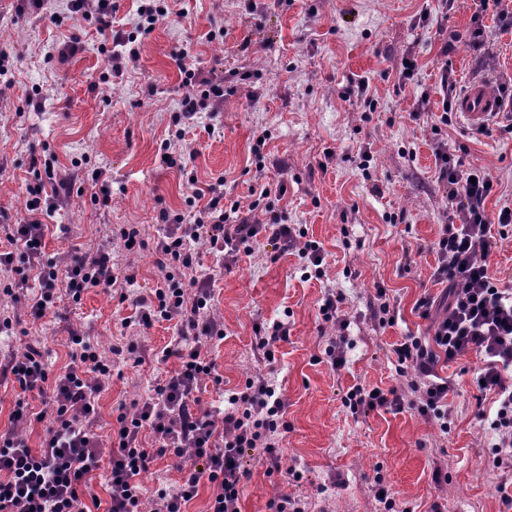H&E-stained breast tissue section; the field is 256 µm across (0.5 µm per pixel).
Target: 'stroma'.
Instances as JSON below:
<instances>
[{"mask_svg":"<svg viewBox=\"0 0 512 512\" xmlns=\"http://www.w3.org/2000/svg\"><path fill=\"white\" fill-rule=\"evenodd\" d=\"M171 14L138 35V56L119 80H100L106 56L94 23L59 11L48 17L20 11V0H0V47L10 54L0 76V211L9 222L28 213L30 158L55 155L73 195L57 211L46 237L47 252L62 259L76 247H107L119 269L137 281L126 300L94 289L80 303L61 300L38 321L24 302L0 294V317L13 321L0 337V355L22 353L41 342L48 361L60 369L69 361V333L88 334L102 349L122 335L144 336L156 349L175 339L168 322L149 330L122 328L135 301L161 284L154 243L162 229L159 209L187 212L195 186L223 183L228 197L247 198L257 182L285 180L287 192L273 200L284 223L301 224L308 239L324 249V279H305L297 256H275L266 243L225 267L205 243H198V275L215 279L212 312L224 322L225 337L211 350L222 389L262 374L288 402L287 432L278 436L283 468L298 470L287 480L251 462L241 512H270L277 495L302 499L306 512H385L375 496L378 484L394 493L397 512H501L492 469L491 433L476 416V390L467 371L478 357L448 369L459 387L449 395L454 423L441 433L413 410L375 411L353 416L342 398L356 384L383 389L400 381L393 344L408 335L425 336L427 321L414 305L430 287L435 262L427 250L447 204L448 187L435 174L432 143L443 111L440 76L451 70L460 83L485 82L497 90L512 75V31L502 30L493 10L479 0H168ZM483 11L482 49L469 43L471 17ZM222 26L224 34L208 33ZM459 33L449 54L441 49ZM202 74L224 73V102L212 115L189 124L186 143L197 156L187 173L167 167L162 149L172 137L171 117L184 92L174 58ZM414 57L413 77L400 81L405 57ZM364 79L377 99L347 96L350 80ZM429 91L428 113L414 116V98ZM267 131L265 151L272 166L257 170L253 137ZM449 144L466 147L465 162L499 181L488 208L512 205V138L476 136L461 115L444 128ZM370 158V179L355 162ZM288 165L280 174L275 161ZM196 183H189L188 175ZM112 185L108 206L94 204L100 182ZM137 225L144 247L130 252L114 236ZM384 285L398 316L379 326L370 304L375 285ZM341 291L352 343L345 368L332 370L321 357L327 343L317 318L325 289ZM288 318L290 336L274 362L256 350L257 324ZM172 363L149 360L123 367L99 398L101 435H109L119 404L152 394ZM222 389L206 387L203 408L222 407ZM444 468L448 479L435 483Z\"/></svg>","mask_w":512,"mask_h":512,"instance_id":"1","label":"stroma"}]
</instances>
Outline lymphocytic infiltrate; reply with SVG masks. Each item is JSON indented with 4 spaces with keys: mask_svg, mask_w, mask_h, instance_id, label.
Wrapping results in <instances>:
<instances>
[{
    "mask_svg": "<svg viewBox=\"0 0 512 512\" xmlns=\"http://www.w3.org/2000/svg\"><path fill=\"white\" fill-rule=\"evenodd\" d=\"M169 15L166 0H144L133 21V31L116 35L117 49L108 58L109 77L122 76L137 57L135 34L153 29ZM176 65L186 92L172 118L175 137L184 140V124L224 101V76L210 72L198 77L185 56ZM440 181L448 185L444 222L429 250L435 256L430 280L442 286L441 297L424 295L414 309L430 323L427 338L406 336L394 344L396 371L404 384L378 391L355 385L342 399L358 416L374 410L400 413L416 410L425 420L447 431L453 419L448 396L457 392L455 378L442 375L444 365L480 356L470 384L480 395H493L494 410L485 416L495 441L493 462L512 470V290L493 278L489 268L503 240L512 238V212L490 213L487 202L497 182L484 169L466 167L454 146L438 141L433 149ZM36 175L26 191L32 206L24 223L0 225L9 248L0 251V265L16 266L14 285L5 294L35 287L26 315L38 320L60 296L80 302L95 288H127L135 273L120 271L107 248L74 251L56 260L45 252L47 220L73 193L71 181L58 175L53 156H32ZM51 196H44V189ZM285 183L261 186L256 199L225 201L220 186L197 189L198 205L191 219L160 209L156 219L165 232L155 245L156 265L163 285L150 297L139 299L135 325L173 323L174 344L153 351L145 340L130 339L102 353L97 343L80 333L70 336V362L52 371L40 347L27 345L19 354L0 357V385L15 384L29 400H16L8 423L0 428V512H187L201 486H209V512H240L249 457H257L268 471L281 469L277 437L287 430L286 401L264 376L248 379L226 390L221 414L202 409L197 396L205 381L222 378L207 349L208 342L224 337V324L210 315L211 277L192 275L194 245L206 242L233 261L251 253L258 238H266L279 255L298 256L307 278L322 279L324 254L308 239L299 224H285L265 201L285 196ZM344 296L326 289L318 303V316L331 334L324 350L332 369L344 367L350 340L343 316ZM176 361V369L159 379L146 399L132 401L131 412L120 413L109 442L98 435L97 400L116 368L148 358ZM45 423L39 447L28 443L32 422ZM169 456L181 479L176 487L147 491L140 476L159 458ZM106 470V496L94 491L98 470Z\"/></svg>",
    "mask_w": 512,
    "mask_h": 512,
    "instance_id": "1",
    "label": "lymphocytic infiltrate"
}]
</instances>
